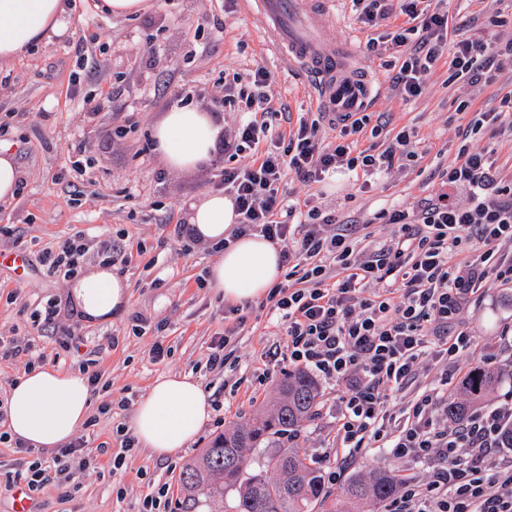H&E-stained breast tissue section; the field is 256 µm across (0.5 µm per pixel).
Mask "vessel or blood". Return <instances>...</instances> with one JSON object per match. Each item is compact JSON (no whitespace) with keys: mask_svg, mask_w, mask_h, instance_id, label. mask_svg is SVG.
Masks as SVG:
<instances>
[{"mask_svg":"<svg viewBox=\"0 0 512 512\" xmlns=\"http://www.w3.org/2000/svg\"><path fill=\"white\" fill-rule=\"evenodd\" d=\"M265 42L284 53L288 65L300 68L313 100L333 122L364 113L372 95L361 76L356 43L327 42L322 29L327 14L315 0H240Z\"/></svg>","mask_w":512,"mask_h":512,"instance_id":"obj_1","label":"vessel or blood"}]
</instances>
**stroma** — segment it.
<instances>
[{"label": "stroma", "instance_id": "obj_1", "mask_svg": "<svg viewBox=\"0 0 512 512\" xmlns=\"http://www.w3.org/2000/svg\"><path fill=\"white\" fill-rule=\"evenodd\" d=\"M448 10L453 16L449 34L490 44L512 38V0H449ZM329 11L325 39H359L361 67L374 89L367 113L386 120L378 134L363 131L360 148L381 153L406 128L414 133L412 155L371 180L359 168L311 185L287 174L285 198L313 197L337 223L366 225L375 245L390 236L382 213L417 207L437 192L435 170L446 168L460 147L494 149L497 166L512 169V131L493 134L474 127L480 112L499 106L512 91V62L503 61L492 83L471 86L449 81L448 61L440 59L423 93L405 101L392 85L394 58L389 51L368 48L371 33L362 29L349 0H333ZM217 15L224 21L220 33L213 28ZM89 32L97 36L90 51L102 65V79L87 86L86 94L109 92L116 103L87 124L83 96L71 91L79 71L71 43ZM149 43L161 48L151 61L144 56ZM259 64L273 76L269 93L274 102L288 110L274 117V131L316 118L320 136L335 140L337 133L328 118L319 117L302 72L263 45L241 8L221 9L218 0H155L150 10L120 18L71 0L62 27L25 54L0 63V78L7 80L0 86V144L10 148L22 172L18 195L0 203V253L5 256L0 262V338L31 345L45 366L97 378L89 410L96 422L81 426L77 434L86 447L101 449L103 467L80 482L58 479L33 493L34 512H140L145 496L164 483L170 497H177L185 464L216 434L248 421L291 370L287 338L273 327L266 298L241 303L238 315H230L228 304L205 283L218 248L178 233L188 225L190 204L215 191L219 168L172 171L153 139L155 125L173 106L167 84L181 87L189 105L204 109L224 87L246 86L250 70ZM74 157L87 163L82 175L70 169ZM79 231L89 248L84 267L103 261L105 248L112 245L130 254L131 261L112 264L129 283L127 314L106 325L82 324L85 345L77 350L70 334L76 308L68 282L48 276L43 258ZM14 251L26 253L25 267L7 261ZM52 300L60 305L59 318L48 331L36 332L33 315ZM135 313L149 320L138 335L132 330ZM464 319L478 345L457 360L448 383L452 401L463 377L483 363L485 349L497 345L504 328H512V288L488 284L483 301L471 305ZM223 334L229 337V359L224 368L209 369L211 342ZM157 343L168 354L155 363L149 351ZM265 364L271 374L261 382L254 370ZM162 374L192 375L222 410L212 412L198 436L175 454L155 457L141 448L114 467L120 428L129 427L136 405ZM338 393V386L321 384L315 416L289 440L311 460L333 445L330 408ZM383 465L399 477L427 474L425 465L392 458L384 448L361 451L345 474Z\"/></svg>", "mask_w": 512, "mask_h": 512}]
</instances>
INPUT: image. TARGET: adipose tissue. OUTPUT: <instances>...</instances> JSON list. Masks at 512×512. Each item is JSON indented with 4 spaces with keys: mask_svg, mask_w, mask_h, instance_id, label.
<instances>
[{
    "mask_svg": "<svg viewBox=\"0 0 512 512\" xmlns=\"http://www.w3.org/2000/svg\"><path fill=\"white\" fill-rule=\"evenodd\" d=\"M67 12L66 0H0V63L38 43ZM218 128L210 113L175 107L156 124V149L167 167L194 171L212 157ZM234 202L220 192L206 194L188 221L199 242L223 244L210 264L207 284L225 302L237 304L268 294L280 282L278 249L262 236L232 238ZM68 295L86 322L108 324L130 302L129 285L111 266L97 265L75 276ZM91 392L85 377L40 367L18 378L8 392V429L22 443L50 450L69 442L86 420ZM208 397L189 375L163 374L138 403L131 428L138 443L157 457L186 447L209 420Z\"/></svg>",
    "mask_w": 512,
    "mask_h": 512,
    "instance_id": "obj_1",
    "label": "adipose tissue"
}]
</instances>
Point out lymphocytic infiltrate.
<instances>
[{
    "mask_svg": "<svg viewBox=\"0 0 512 512\" xmlns=\"http://www.w3.org/2000/svg\"><path fill=\"white\" fill-rule=\"evenodd\" d=\"M365 29H379V43L399 63L396 86L404 99L421 95L440 55H447L450 78L473 85L491 81L512 40L488 54L480 40L448 36L444 0H351ZM406 23L382 29L390 17ZM271 75L264 66L250 73L248 89L224 93L213 105L240 99L252 117L224 140L234 164L222 168L220 184L238 216L237 235L258 234L279 245L281 261L299 283H278L269 293L277 324L286 328L288 361L340 384L334 445L341 457L328 461L327 480L344 474L345 460L366 448H385L396 459L426 464L425 479L403 480V491L385 512H512V460L500 457L503 433L512 427V400L478 408L466 424L444 423L448 390L421 383L416 397L389 410L391 396L420 382L421 373L451 367L475 341L459 316L482 300L495 281L512 288V182H504L485 149L462 148L441 174L443 188L421 207L395 210L385 217L391 236L370 247L346 224H335L319 208L299 221L297 205L278 199L285 171L306 183L324 180L341 168L363 165L373 171L393 167L411 144L399 131L379 155L355 152L352 136L367 117L343 122L340 143L319 137V121L298 127L264 146L273 112ZM255 159L240 163L242 153ZM469 194L459 202L456 191ZM97 456L77 444L53 464L30 462L26 481L42 490L53 474L82 479Z\"/></svg>",
    "mask_w": 512,
    "mask_h": 512,
    "instance_id": "obj_1",
    "label": "lymphocytic infiltrate"
}]
</instances>
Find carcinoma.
<instances>
[{"label": "carcinoma", "mask_w": 512, "mask_h": 512, "mask_svg": "<svg viewBox=\"0 0 512 512\" xmlns=\"http://www.w3.org/2000/svg\"><path fill=\"white\" fill-rule=\"evenodd\" d=\"M498 372L475 366L448 404V420L465 419L500 383ZM319 398L313 375L297 368L283 375L269 402L249 421L215 436L179 478L174 512H211L235 495L232 512H364L396 495L399 485L383 466L326 490L320 467L279 441L314 415Z\"/></svg>", "instance_id": "1"}]
</instances>
